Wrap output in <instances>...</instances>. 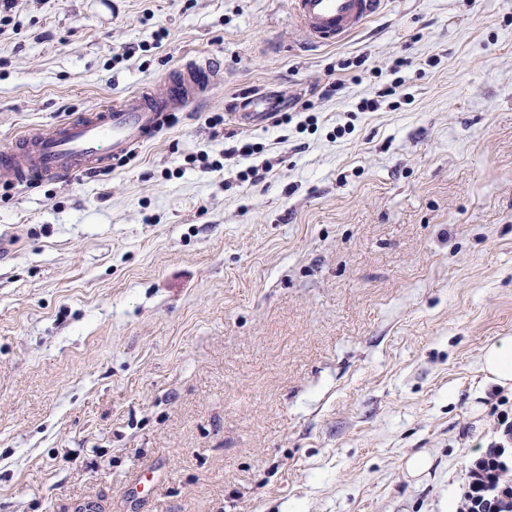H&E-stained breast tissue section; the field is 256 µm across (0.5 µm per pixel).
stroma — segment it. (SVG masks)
<instances>
[{
    "label": "stroma",
    "instance_id": "stroma-1",
    "mask_svg": "<svg viewBox=\"0 0 512 512\" xmlns=\"http://www.w3.org/2000/svg\"><path fill=\"white\" fill-rule=\"evenodd\" d=\"M9 16L0 150L191 57L222 78L98 176L0 183V512H448L512 336V0H387L316 51L289 0ZM259 89L301 120L237 123ZM482 369L491 383L512 389V337L489 345L482 356Z\"/></svg>",
    "mask_w": 512,
    "mask_h": 512
}]
</instances>
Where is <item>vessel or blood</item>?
<instances>
[{
    "label": "vessel or blood",
    "mask_w": 512,
    "mask_h": 512,
    "mask_svg": "<svg viewBox=\"0 0 512 512\" xmlns=\"http://www.w3.org/2000/svg\"><path fill=\"white\" fill-rule=\"evenodd\" d=\"M386 0H291V10L307 46L337 44L361 30ZM220 74L209 58L177 64L160 92L131 91L112 104L56 123L51 132L19 134L0 151V181L68 179L127 157L153 140L168 116L206 98Z\"/></svg>",
    "instance_id": "b4317fda"
}]
</instances>
